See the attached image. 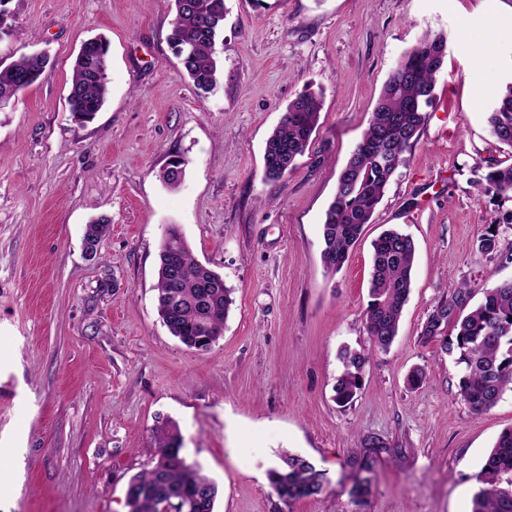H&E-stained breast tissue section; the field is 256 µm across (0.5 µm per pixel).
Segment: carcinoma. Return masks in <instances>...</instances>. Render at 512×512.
I'll list each match as a JSON object with an SVG mask.
<instances>
[{"mask_svg": "<svg viewBox=\"0 0 512 512\" xmlns=\"http://www.w3.org/2000/svg\"><path fill=\"white\" fill-rule=\"evenodd\" d=\"M170 41L196 90L209 93L218 83L220 70L216 45L225 16L224 0H174ZM446 40L426 35L406 51L385 82L368 128L339 174L334 200L325 212L322 262L334 274L344 265L349 249L372 223L390 180L406 162L405 153L417 141L426 119V107L435 97L436 75L445 59ZM97 66L75 59L68 95L69 111L81 124L94 120L105 103L110 67L109 43L91 40ZM47 58L24 54L0 67V99L15 97L41 76ZM322 100L304 92L291 101L266 142L264 175L279 181L303 155L316 130ZM487 122L491 134L512 150V81L505 84ZM483 192L512 193V164H496L485 175ZM108 220L89 225L85 240L98 245ZM370 302L364 314L365 329L374 350L386 351L398 335L412 288L415 244L400 230L384 231L372 243ZM157 311L170 334L193 348L197 338L223 334L234 299L233 289L209 267L198 262L180 231L168 229L159 250ZM462 288L440 306L426 327L435 335L442 322H454L464 365L459 395L475 414L492 409L512 391V279L483 291V300L467 314L459 312ZM367 354L343 352V371L334 386L336 402L350 403L360 389ZM149 452L152 468L130 478L126 490L128 512H214L219 489L199 467L182 455L177 426L169 421L157 426ZM512 475V428L496 439L476 480L472 512H512V489L499 488L501 477ZM269 480L280 499L297 501L321 494L323 475L307 457L283 452Z\"/></svg>", "mask_w": 512, "mask_h": 512, "instance_id": "cac0c4a2", "label": "carcinoma"}]
</instances>
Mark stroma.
Wrapping results in <instances>:
<instances>
[{"instance_id":"1","label":"stroma","mask_w":512,"mask_h":512,"mask_svg":"<svg viewBox=\"0 0 512 512\" xmlns=\"http://www.w3.org/2000/svg\"><path fill=\"white\" fill-rule=\"evenodd\" d=\"M221 76L200 94L169 42L173 0H8L0 63L44 53L0 110V512H127L155 425L220 487L216 512H471L476 476L512 427V392L476 415L459 395L456 331L425 329L461 286L473 308L512 279V193L484 194L512 152L486 116L512 79V0H225ZM447 38L417 142L343 267H323L324 212L401 55ZM110 41L109 91L91 123L67 102L82 43ZM321 94L294 168L265 182L285 107ZM185 162L177 187L159 177ZM110 221L96 255L94 219ZM178 226L235 305L208 350L156 309L159 245ZM416 246L399 333L373 353L352 403L333 386L343 348L369 346L371 242ZM496 235L499 252L477 240ZM416 367L427 373L416 388ZM311 459L322 494L282 501L281 450ZM370 482L362 499L356 480Z\"/></svg>"}]
</instances>
